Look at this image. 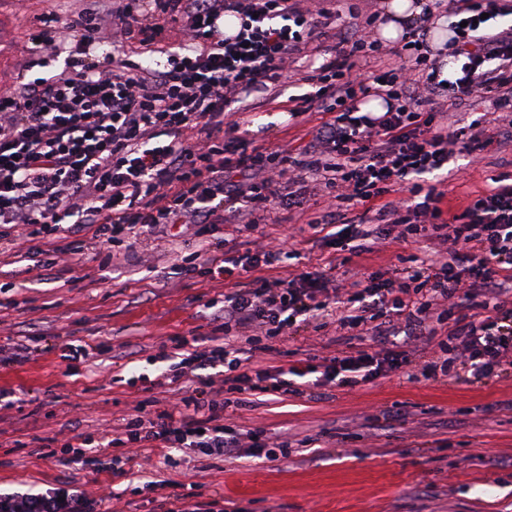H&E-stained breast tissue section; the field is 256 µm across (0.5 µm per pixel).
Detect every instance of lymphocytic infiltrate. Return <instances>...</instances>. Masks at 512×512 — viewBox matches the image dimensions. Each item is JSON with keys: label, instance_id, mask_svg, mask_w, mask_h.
Here are the masks:
<instances>
[{"label": "lymphocytic infiltrate", "instance_id": "1", "mask_svg": "<svg viewBox=\"0 0 512 512\" xmlns=\"http://www.w3.org/2000/svg\"><path fill=\"white\" fill-rule=\"evenodd\" d=\"M327 3L108 0L74 19L48 12L31 35L27 67L64 66L0 88V224L9 226L12 248L44 255L47 268L85 253L105 266L139 252L153 260L190 237L198 247L176 256L173 277L242 282L225 293L190 355L172 364L166 351L155 354L167 365L155 382L160 396L138 402L111 435L49 438L47 457L89 466L93 447L113 448L117 476L146 446L207 457L248 449L283 462L287 438L265 443L227 424L245 393L353 388L391 374H512V182L495 178L449 211L443 191L418 182L458 151L478 158L512 146V25L491 24L511 8L504 0H429L398 49L358 35V6L342 13ZM435 7L453 17L450 55L461 67L452 80L430 55ZM228 16L239 21L230 36ZM168 24L186 35L183 51L149 65L127 58L126 41L137 35L152 44ZM107 43L112 54L96 57ZM310 48L323 58L306 77L312 90L288 104L294 117L324 114L309 145L271 149L237 137L230 106L287 78ZM368 58L377 68L366 75ZM373 90L385 92L386 112H359V97ZM481 95L497 108L490 130L448 120L438 108ZM405 189L413 203L390 202ZM283 203L310 229L337 225L334 245L353 257L416 239L430 248L343 279L318 269L265 278L262 270L288 253L257 231L277 223ZM224 226L251 238L229 245L219 235ZM312 312L324 329L368 327L372 346L266 365L274 342ZM107 500L62 481L0 492V512H104Z\"/></svg>", "mask_w": 512, "mask_h": 512}]
</instances>
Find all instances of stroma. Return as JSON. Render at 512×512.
I'll use <instances>...</instances> for the list:
<instances>
[{
  "instance_id": "1",
  "label": "stroma",
  "mask_w": 512,
  "mask_h": 512,
  "mask_svg": "<svg viewBox=\"0 0 512 512\" xmlns=\"http://www.w3.org/2000/svg\"><path fill=\"white\" fill-rule=\"evenodd\" d=\"M87 0H0V86L29 58L39 18L75 15ZM312 59L300 56L276 101L246 109L240 136L257 146L298 149L320 114L290 117L287 99L308 91ZM512 175V148H489L481 161L455 154L447 168L419 182L448 199ZM172 256L144 265L132 258L99 267L76 256L71 272L41 275L32 260L0 256V345L23 338L41 349L35 360L0 369V392L17 401L0 420V487L44 488L70 477L111 497L115 512H162L163 493L149 481L200 483L203 497L224 498V512H512V376L482 383L379 378L322 395L257 394L238 409L236 425L265 438L288 437L286 463L256 457L201 458L196 470L164 467L157 449H141L153 466L115 476L40 457L58 432H107L149 398L162 371L151 357L171 337L207 333L210 300L233 283L185 278L170 284ZM83 347L68 362L58 345Z\"/></svg>"
}]
</instances>
